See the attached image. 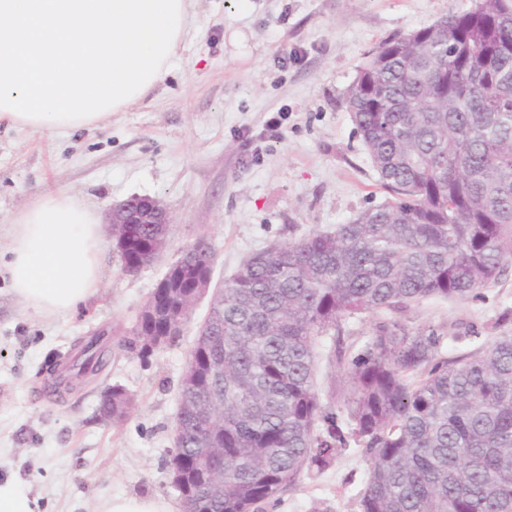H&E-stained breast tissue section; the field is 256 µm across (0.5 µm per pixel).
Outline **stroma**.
<instances>
[{
	"label": "stroma",
	"mask_w": 512,
	"mask_h": 512,
	"mask_svg": "<svg viewBox=\"0 0 512 512\" xmlns=\"http://www.w3.org/2000/svg\"><path fill=\"white\" fill-rule=\"evenodd\" d=\"M476 0H194L184 43L165 80L137 105L68 133L0 124V477L29 484L44 512H95L103 498L182 499L171 483L177 396L197 327L149 360L121 344L179 252L204 240L214 282L255 253L349 223L387 192L346 108L371 53ZM245 34L243 45L231 31ZM69 191L99 217L133 195L161 200L168 247L141 273L122 272L113 245L101 284L78 312L31 314L3 271L15 215L41 196ZM443 337L452 360L512 335V272L479 299L431 300L406 314ZM109 334L99 375L75 377L79 339ZM62 393L43 388L47 370ZM119 384L135 405L119 423L101 416ZM361 448L340 449L323 471H303L263 512H360L368 479Z\"/></svg>",
	"instance_id": "1"
}]
</instances>
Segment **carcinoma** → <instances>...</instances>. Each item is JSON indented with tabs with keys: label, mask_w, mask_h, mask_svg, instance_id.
I'll return each instance as SVG.
<instances>
[{
	"label": "carcinoma",
	"mask_w": 512,
	"mask_h": 512,
	"mask_svg": "<svg viewBox=\"0 0 512 512\" xmlns=\"http://www.w3.org/2000/svg\"><path fill=\"white\" fill-rule=\"evenodd\" d=\"M383 42L347 108L391 199L348 224L277 243L224 280L184 369L171 459L186 474L184 512H261L306 469L354 443L369 460L361 512H512V336L440 357L443 336L404 315L427 299L468 300L512 267V0ZM132 233L119 254L135 276L157 258L165 224ZM181 287L213 272L185 248ZM162 319L189 320L166 300ZM383 314L360 347L343 323ZM134 327L122 343L147 358L173 340ZM102 333L79 349L77 375L108 362ZM343 372L348 426L323 405L314 362L324 340ZM134 404L112 386L119 423ZM224 492L209 495V468Z\"/></svg>",
	"instance_id": "obj_1"
}]
</instances>
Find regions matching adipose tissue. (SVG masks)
I'll return each instance as SVG.
<instances>
[{
    "label": "adipose tissue",
    "instance_id": "ef3b65f1",
    "mask_svg": "<svg viewBox=\"0 0 512 512\" xmlns=\"http://www.w3.org/2000/svg\"><path fill=\"white\" fill-rule=\"evenodd\" d=\"M192 0H0V123L67 131L125 112L162 83ZM105 238L75 194L49 193L12 223L14 293L39 315L69 314L100 286Z\"/></svg>",
    "mask_w": 512,
    "mask_h": 512
}]
</instances>
